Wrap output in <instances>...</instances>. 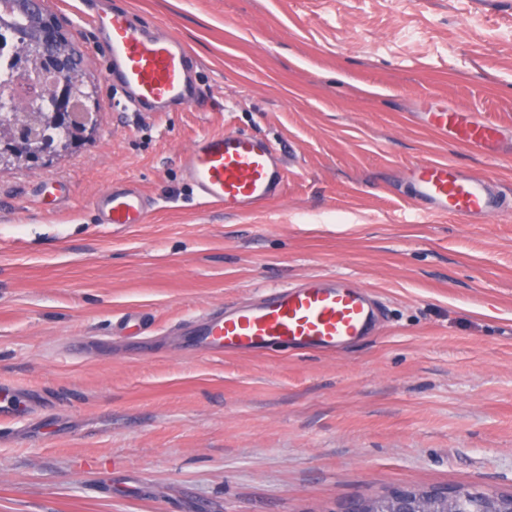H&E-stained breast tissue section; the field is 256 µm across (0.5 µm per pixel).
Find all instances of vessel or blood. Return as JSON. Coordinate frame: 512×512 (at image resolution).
Masks as SVG:
<instances>
[{
	"mask_svg": "<svg viewBox=\"0 0 512 512\" xmlns=\"http://www.w3.org/2000/svg\"><path fill=\"white\" fill-rule=\"evenodd\" d=\"M85 14L107 55L110 81L125 92L136 111H166L199 102L194 61L178 36L140 24L125 9L102 14L95 0H85ZM432 123L453 129L467 146H490V124L473 122L445 109ZM187 178L206 203L228 214L259 208L284 192L285 169L270 142L245 132L208 133L181 159ZM412 197L417 206L450 216L486 219L512 207V200L488 181L461 173L446 161H426L412 170ZM104 223L124 226L146 221L148 203L138 189L111 187L95 200ZM378 319L368 294L345 277L309 278L268 290L239 308L218 307L189 325L185 333L207 353H256L273 348L335 351L371 334Z\"/></svg>",
	"mask_w": 512,
	"mask_h": 512,
	"instance_id": "obj_1",
	"label": "vessel or blood"
}]
</instances>
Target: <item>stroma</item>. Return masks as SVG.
I'll return each instance as SVG.
<instances>
[{"mask_svg":"<svg viewBox=\"0 0 512 512\" xmlns=\"http://www.w3.org/2000/svg\"><path fill=\"white\" fill-rule=\"evenodd\" d=\"M180 37L198 105L129 112L82 0L99 121L77 150L0 168V512H338L397 486L512 492V210L417 214L410 168L447 161L512 198V0H98ZM436 107L495 125L482 152ZM277 149L281 198L202 202L206 133ZM142 224L102 223L115 184ZM384 308L333 352L208 354L174 324L313 277ZM140 317L130 332L113 325ZM105 224L126 226L146 221L148 203L137 188L112 186L95 200Z\"/></svg>","mask_w":512,"mask_h":512,"instance_id":"1","label":"stroma"}]
</instances>
